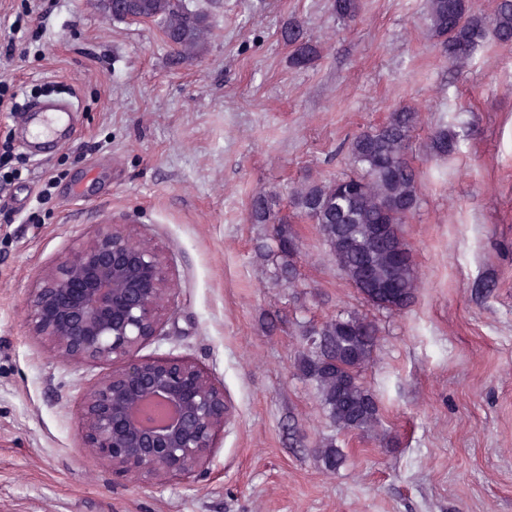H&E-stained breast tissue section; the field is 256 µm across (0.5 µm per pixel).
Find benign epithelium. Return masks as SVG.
Masks as SVG:
<instances>
[{
    "label": "benign epithelium",
    "instance_id": "benign-epithelium-1",
    "mask_svg": "<svg viewBox=\"0 0 512 512\" xmlns=\"http://www.w3.org/2000/svg\"><path fill=\"white\" fill-rule=\"evenodd\" d=\"M176 288L166 257L124 224L41 273L26 301L29 335L62 362L112 365L83 392V447L112 474L149 487L209 466L231 407L224 386L184 357L144 358Z\"/></svg>",
    "mask_w": 512,
    "mask_h": 512
}]
</instances>
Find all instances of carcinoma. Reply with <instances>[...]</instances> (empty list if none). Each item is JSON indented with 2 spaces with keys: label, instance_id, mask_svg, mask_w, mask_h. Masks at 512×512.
Masks as SVG:
<instances>
[{
  "label": "carcinoma",
  "instance_id": "obj_1",
  "mask_svg": "<svg viewBox=\"0 0 512 512\" xmlns=\"http://www.w3.org/2000/svg\"><path fill=\"white\" fill-rule=\"evenodd\" d=\"M220 0L189 8L185 0H112V20L134 17L157 23L179 62L199 55L209 32L210 8ZM360 0H333L332 10L342 20L359 16ZM426 22L452 64L470 58L487 37L501 46L512 45V0H496L494 12H477L472 0H427ZM284 43L293 48L292 62L306 67L317 56V45L303 24L290 18L280 28ZM421 113L404 108L390 113L380 126L363 130L348 143L352 170L329 181H308L295 191V215L314 224L351 286L361 266L368 267L377 297L388 312L410 307L417 297L419 276L403 227L419 205L420 172L409 159L413 134ZM457 148V134L448 126L435 128L428 151L442 158ZM250 224H289L290 217L273 211L264 193L255 194L247 211ZM255 254L272 267L274 281L296 288L300 281L299 249L291 250L269 236L257 239ZM321 336L317 347L304 345L294 367L314 387L330 423L340 432L375 434L380 425L378 398L363 383L361 372L373 360L379 345L378 323L364 315L331 316L318 325L306 321L302 335ZM328 470L345 462L333 440L315 445Z\"/></svg>",
  "mask_w": 512,
  "mask_h": 512
}]
</instances>
